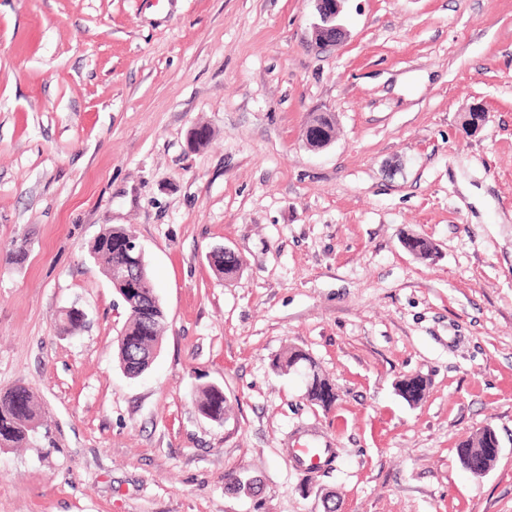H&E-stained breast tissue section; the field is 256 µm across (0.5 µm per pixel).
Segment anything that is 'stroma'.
Wrapping results in <instances>:
<instances>
[{
    "label": "stroma",
    "mask_w": 512,
    "mask_h": 512,
    "mask_svg": "<svg viewBox=\"0 0 512 512\" xmlns=\"http://www.w3.org/2000/svg\"><path fill=\"white\" fill-rule=\"evenodd\" d=\"M315 16L0 0V391L28 387L49 426L0 448V512H512V0H345L330 47ZM317 112L339 132L312 150ZM108 224L134 230L167 315L136 379L89 255ZM288 347L333 382L331 408L275 371ZM415 374L411 405L395 384ZM208 385L223 423L197 410ZM487 425L501 455L477 479L456 448ZM303 442L334 459L303 474ZM214 249L210 252L209 262L214 267L216 272L226 279H232L239 274L242 268V262L235 253L229 248ZM427 387V379L417 375L396 382L395 391L408 404L415 405L424 398ZM197 407L199 413L206 419L220 424L228 410L224 390L216 385H209L199 392Z\"/></svg>",
    "instance_id": "stroma-1"
}]
</instances>
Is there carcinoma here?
<instances>
[{"instance_id": "1", "label": "carcinoma", "mask_w": 512, "mask_h": 512, "mask_svg": "<svg viewBox=\"0 0 512 512\" xmlns=\"http://www.w3.org/2000/svg\"><path fill=\"white\" fill-rule=\"evenodd\" d=\"M336 138V115L333 112L314 114L308 122L305 139L320 142ZM130 233L123 225H110L94 239L90 245V254L103 262L102 273L110 277L115 267L130 265L128 255L121 244ZM412 255L421 260L432 258L436 254L435 245L426 238L415 237L411 245ZM27 253V238L19 235L11 241L8 258L14 263L20 262ZM209 262L216 272L232 279L239 274L242 262L237 255L221 249L210 252ZM152 280H147L142 293L134 294L123 300L127 319L120 331L123 339L116 343L115 356L120 368L130 378L145 373L153 363L154 348L160 341L161 331L166 322V313L160 302L153 298ZM308 369L307 381L311 387L306 389L307 398L317 405L327 401L335 402L336 393L332 383L320 373L314 361L303 351L287 349L274 360V369L288 374L298 366ZM428 381L422 376H412L399 380L395 384L398 396L411 405L419 403L425 396ZM199 413L206 419L221 423L228 410L224 390L209 385L200 390L197 401ZM44 426L40 403L32 392L23 385L14 386L0 392V439L8 442V447L18 448L31 443L33 435ZM496 431L484 427L466 441L460 443L457 455L461 465L467 460H477L487 447L489 439Z\"/></svg>"}]
</instances>
